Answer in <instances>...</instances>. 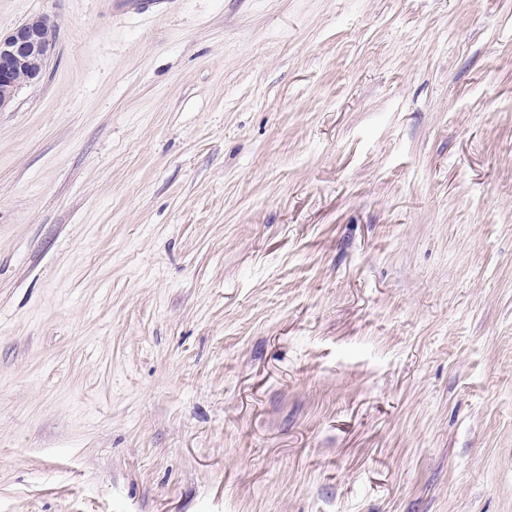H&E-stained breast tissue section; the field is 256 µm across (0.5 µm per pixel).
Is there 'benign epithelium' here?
I'll return each instance as SVG.
<instances>
[{"mask_svg": "<svg viewBox=\"0 0 512 512\" xmlns=\"http://www.w3.org/2000/svg\"><path fill=\"white\" fill-rule=\"evenodd\" d=\"M54 42V29L44 19L22 23L8 35L0 36V111L18 87L16 73L26 71L29 81L39 78Z\"/></svg>", "mask_w": 512, "mask_h": 512, "instance_id": "7a95c632", "label": "benign epithelium"}]
</instances>
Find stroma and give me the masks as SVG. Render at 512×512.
Returning <instances> with one entry per match:
<instances>
[{"instance_id": "35a3bbf8", "label": "stroma", "mask_w": 512, "mask_h": 512, "mask_svg": "<svg viewBox=\"0 0 512 512\" xmlns=\"http://www.w3.org/2000/svg\"><path fill=\"white\" fill-rule=\"evenodd\" d=\"M0 512H512V0H0ZM54 42V29L44 19L22 23L5 37L0 36V111L18 87L16 73L26 71L28 81L39 78Z\"/></svg>"}]
</instances>
